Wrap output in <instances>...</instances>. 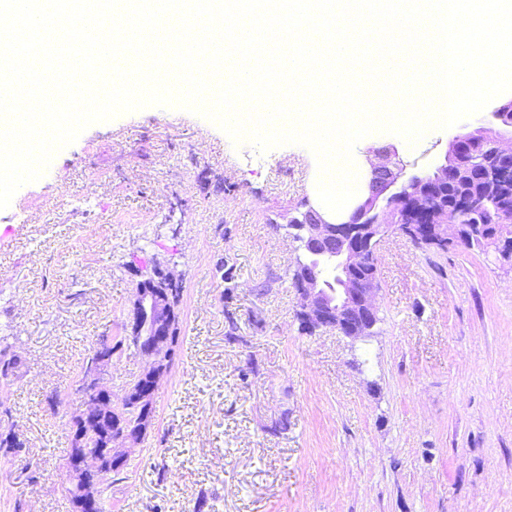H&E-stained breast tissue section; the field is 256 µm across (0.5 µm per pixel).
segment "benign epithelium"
<instances>
[{"mask_svg":"<svg viewBox=\"0 0 512 512\" xmlns=\"http://www.w3.org/2000/svg\"><path fill=\"white\" fill-rule=\"evenodd\" d=\"M464 135L453 137L449 151L435 171L425 176L404 178L405 165L397 151L386 146L367 150L368 192L354 207L348 220L336 222L307 205L306 221H290L295 242L305 251V261H297L293 283L300 299L297 318L310 330L336 329L344 336L359 339L370 335L377 323V278L364 276L368 263L377 260V252L390 233L400 234L421 244L452 246L466 238L487 234L482 226L470 228L448 219V206L431 207L429 196L434 185L448 178V167L456 158ZM496 151L488 169L489 183L499 181L512 171V136H493ZM415 213L427 218L419 226L408 224L405 215ZM498 237L501 256L512 257V226L501 225ZM164 279H176L160 268L143 276L136 286V299L127 329L129 339L146 358L141 379L118 401L104 385V375L112 367V337L104 336L94 348L78 380L75 393L81 399L72 420L74 448L66 457L69 493L79 512H96L98 491L83 482L82 472L94 469L107 480L123 469L140 445L154 420V398L161 379L170 371L177 333L172 328L170 295L153 287ZM128 404L139 409L135 426L114 438L105 428L104 416Z\"/></svg>","mask_w":512,"mask_h":512,"instance_id":"benign-epithelium-1","label":"benign epithelium"}]
</instances>
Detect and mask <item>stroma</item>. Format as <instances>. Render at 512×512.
Listing matches in <instances>:
<instances>
[{"instance_id":"1","label":"stroma","mask_w":512,"mask_h":512,"mask_svg":"<svg viewBox=\"0 0 512 512\" xmlns=\"http://www.w3.org/2000/svg\"><path fill=\"white\" fill-rule=\"evenodd\" d=\"M459 131L378 132L353 155L391 145L423 174ZM50 168L0 210V340L19 359L0 401L25 443L0 450V512H74L73 388L106 335L114 397L145 366L124 341L138 265L181 278L180 337L104 512H512V264L493 248L389 235L380 321L354 343L296 318L285 223L318 201L309 148L152 105L91 124Z\"/></svg>"}]
</instances>
